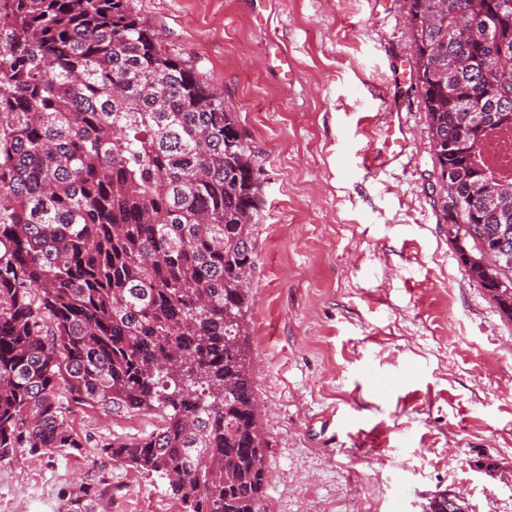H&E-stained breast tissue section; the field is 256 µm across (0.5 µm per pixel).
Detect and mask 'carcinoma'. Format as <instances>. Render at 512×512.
Here are the masks:
<instances>
[{
	"mask_svg": "<svg viewBox=\"0 0 512 512\" xmlns=\"http://www.w3.org/2000/svg\"><path fill=\"white\" fill-rule=\"evenodd\" d=\"M406 3L448 240L512 321V178L476 161L512 134V0ZM0 43V462L83 448L74 407L154 411L98 455L165 480L179 512H265L237 113L129 0H0ZM101 496L80 486L71 512Z\"/></svg>",
	"mask_w": 512,
	"mask_h": 512,
	"instance_id": "1",
	"label": "carcinoma"
}]
</instances>
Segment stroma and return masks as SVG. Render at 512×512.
<instances>
[{
  "label": "stroma",
  "instance_id": "35a3bbf8",
  "mask_svg": "<svg viewBox=\"0 0 512 512\" xmlns=\"http://www.w3.org/2000/svg\"><path fill=\"white\" fill-rule=\"evenodd\" d=\"M238 113L257 155L245 315L266 512H512V322L439 217L406 0H131ZM84 448L0 463V512H174L166 483L95 459L155 414L77 411ZM103 495L95 484L81 485L70 498L71 512H89V506Z\"/></svg>",
  "mask_w": 512,
  "mask_h": 512
}]
</instances>
